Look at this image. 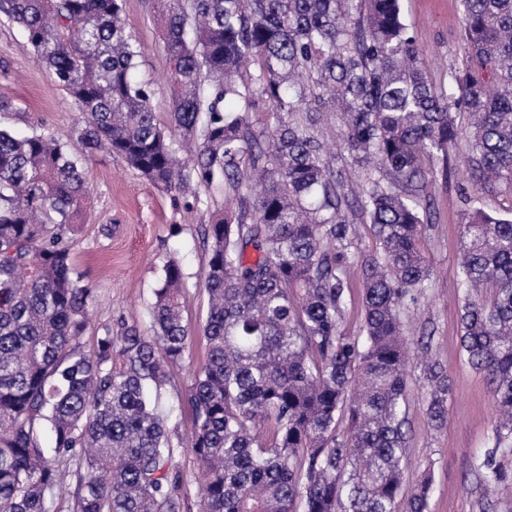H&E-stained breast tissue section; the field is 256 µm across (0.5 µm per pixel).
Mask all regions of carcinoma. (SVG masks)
I'll return each instance as SVG.
<instances>
[{"instance_id": "cac0c4a2", "label": "carcinoma", "mask_w": 512, "mask_h": 512, "mask_svg": "<svg viewBox=\"0 0 512 512\" xmlns=\"http://www.w3.org/2000/svg\"><path fill=\"white\" fill-rule=\"evenodd\" d=\"M460 9L461 61L437 83L402 0H157L163 125L123 0H0L80 112L75 148L0 128V512H53L67 476L73 512H181L158 411L192 341L180 265L164 267L152 334L124 324L76 346L95 288L66 232L100 152L159 189L224 191L203 227L207 360L185 396L199 512H427L430 476L404 488L402 314L432 281L429 188L453 152L475 192L512 187V0ZM462 198L460 346L498 412L474 465L485 495L512 488V206ZM353 272L360 337L341 330ZM423 378L441 429L448 375L428 360Z\"/></svg>"}]
</instances>
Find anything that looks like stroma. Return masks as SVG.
<instances>
[{
  "instance_id": "stroma-1",
  "label": "stroma",
  "mask_w": 512,
  "mask_h": 512,
  "mask_svg": "<svg viewBox=\"0 0 512 512\" xmlns=\"http://www.w3.org/2000/svg\"><path fill=\"white\" fill-rule=\"evenodd\" d=\"M404 14L426 57L432 76L440 81L457 66L462 15L459 0H403ZM129 29L141 43L144 56L138 76L150 82L153 105L160 123H167L170 91L167 61L155 25L154 0H124ZM0 99L12 101L14 111L0 113V126L36 128L55 139L73 143L78 110L73 99L37 61L21 30L0 14ZM84 177L88 198L81 229L70 239L71 257L96 291L91 320L78 347H96L104 328L134 324L151 326V304L163 268L177 260L184 275L182 305L194 339L182 363L171 370L163 405L174 410L169 423L177 443L173 464L183 477L180 493L183 512H199V473L195 458L184 444L195 418L184 395L194 369L206 361L201 337L207 295L201 274L208 246L201 230L223 210L221 188L203 187L197 196L161 190L128 167L119 157L101 154L86 161ZM464 172L458 156L448 159V171L437 174L432 187L435 228L426 252L436 274L417 305L404 316L409 347L408 443L410 466L406 486L422 473L432 478L428 512H484L479 507L473 466L490 446L494 409L485 383L465 362L460 348L461 290L456 270L464 206ZM434 328L430 354L448 373V426L433 429L427 416V387L420 370L416 344L422 326Z\"/></svg>"
}]
</instances>
